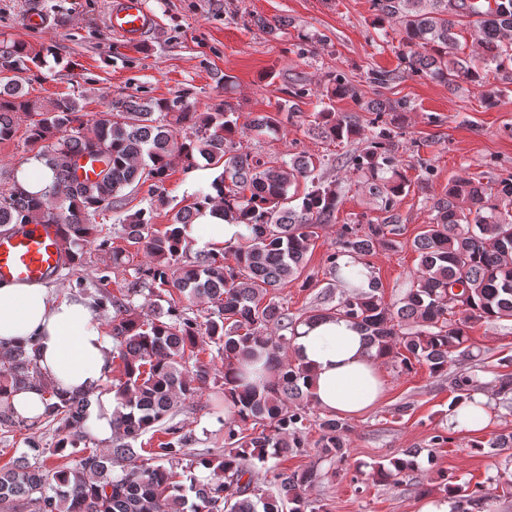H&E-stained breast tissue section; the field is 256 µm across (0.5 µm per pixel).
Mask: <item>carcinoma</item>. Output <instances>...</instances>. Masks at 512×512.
I'll use <instances>...</instances> for the list:
<instances>
[{
  "label": "carcinoma",
  "mask_w": 512,
  "mask_h": 512,
  "mask_svg": "<svg viewBox=\"0 0 512 512\" xmlns=\"http://www.w3.org/2000/svg\"><path fill=\"white\" fill-rule=\"evenodd\" d=\"M372 2L373 24H394L403 34L405 72L448 85L465 80L480 90L487 108L512 92V0H494L493 7L481 0ZM461 25L472 27L476 36V62L459 55L456 28ZM51 55L47 46L36 51L0 40V142L16 136L19 115H24V142L53 172L52 186L40 195L14 179L0 184V228L57 224L65 266H84L87 247L94 245L111 250L112 267L131 272L120 295L100 288L97 298L100 309L112 310V355L123 364L112 392L121 410L112 420V447L91 448L84 432L90 394L45 388L42 418L60 419L81 435L53 449L67 462L52 472L29 463L28 457L46 452L36 445L12 467L0 468V512H21L27 504L36 512H318L307 497L322 477L318 469L278 471L264 488L255 485L253 472L283 453L307 452L310 374L289 356L300 321L288 316L271 293L300 277L317 229L335 216L340 202L336 183L322 181L314 158L305 153L273 161L242 151L238 116L227 102L200 112L180 100L128 95L91 118L80 94L48 102L27 97L28 72ZM488 69L499 84L486 85ZM330 94L350 97L372 113L374 133L363 135L355 119L329 110L315 113L311 131L333 142L362 137L352 169L389 213L380 224L339 228V250L328 257L337 273V260L345 253L368 256L395 246L400 229L393 211L408 187L395 157L396 125L408 107L403 100L365 102L359 89L339 76ZM249 129L258 136L276 134L280 120L260 113ZM86 159L100 164L92 179L80 174ZM201 160L222 171L192 195L165 230L155 228L151 208L124 214L126 189L151 181L158 190L174 166L189 170ZM302 181L309 187L295 206L297 193L290 189ZM207 206L228 224L246 225L248 234L234 246L194 249L184 229ZM511 206L512 174L493 187L472 178L449 181L432 198L430 221L413 240L419 268L400 305H385L372 281L365 291L341 278L336 306L304 321L328 315L348 320L377 357L393 359L401 372L415 362L438 375L451 364L460 366L450 383L449 407H455L477 386L476 365H467L475 358L466 333L469 322L512 318ZM103 211L115 214L107 230L95 223ZM114 238L127 247H112ZM141 252L149 263H134ZM139 295L154 313L133 305ZM199 299L207 304L201 314L190 311ZM272 324L279 334L267 332ZM204 344L221 370L214 372L197 359L196 349ZM259 348L267 351L262 370L269 375L260 387L233 375L257 361ZM494 382L499 403L511 408L512 374ZM42 383L34 346H0V424L28 426L15 415L10 396ZM210 384L220 389L219 401L235 415L227 421L211 407L224 424V451L215 458L190 451L193 436L167 425L179 403L195 399ZM237 423H251L258 432L243 435ZM315 425L322 456L332 463L344 461L348 424L327 416ZM157 431L170 439L155 448L142 447V437ZM80 442L84 447H78ZM470 447L511 449L512 432L487 442L472 440ZM419 455L410 450L380 463L373 477L379 482L402 477L418 467ZM197 470L206 473L204 479L196 477ZM440 487L451 512H491L497 499L493 489L461 485L452 474L441 476Z\"/></svg>",
  "instance_id": "cac0c4a2"
}]
</instances>
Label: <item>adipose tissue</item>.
Wrapping results in <instances>:
<instances>
[{"label":"adipose tissue","mask_w":512,"mask_h":512,"mask_svg":"<svg viewBox=\"0 0 512 512\" xmlns=\"http://www.w3.org/2000/svg\"><path fill=\"white\" fill-rule=\"evenodd\" d=\"M245 232L244 225L224 223L208 212L186 230L206 248L236 244ZM0 342L34 343L38 366L57 390L93 392L85 425L99 441H111L117 401L104 383L112 369V344L93 303L60 295L56 286L46 283H2ZM292 345L300 362L311 370L318 409L354 416L382 398L379 360L349 321L332 317L302 323Z\"/></svg>","instance_id":"adipose-tissue-1"}]
</instances>
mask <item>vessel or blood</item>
Returning a JSON list of instances; mask_svg holds the SVG:
<instances>
[{"instance_id": "vessel-or-blood-1", "label": "vessel or blood", "mask_w": 512, "mask_h": 512, "mask_svg": "<svg viewBox=\"0 0 512 512\" xmlns=\"http://www.w3.org/2000/svg\"><path fill=\"white\" fill-rule=\"evenodd\" d=\"M105 25L125 43L140 45L158 26L145 0H109ZM64 251L54 224H24L0 234V281L33 282L55 276Z\"/></svg>"}]
</instances>
